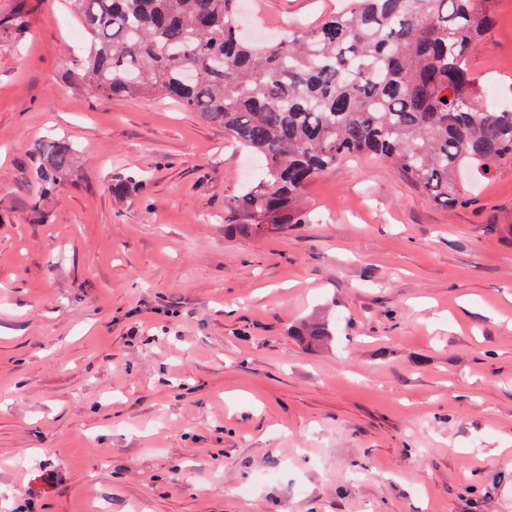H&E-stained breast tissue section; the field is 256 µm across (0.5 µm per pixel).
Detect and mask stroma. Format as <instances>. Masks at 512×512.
Masks as SVG:
<instances>
[{
	"label": "stroma",
	"mask_w": 512,
	"mask_h": 512,
	"mask_svg": "<svg viewBox=\"0 0 512 512\" xmlns=\"http://www.w3.org/2000/svg\"><path fill=\"white\" fill-rule=\"evenodd\" d=\"M247 4L275 40L344 0ZM496 8L471 66L512 105ZM85 47L67 0H0V512H512V167L462 208L355 159L235 237L261 160L77 81Z\"/></svg>",
	"instance_id": "stroma-1"
}]
</instances>
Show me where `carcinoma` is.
<instances>
[{"instance_id":"carcinoma-1","label":"carcinoma","mask_w":512,"mask_h":512,"mask_svg":"<svg viewBox=\"0 0 512 512\" xmlns=\"http://www.w3.org/2000/svg\"><path fill=\"white\" fill-rule=\"evenodd\" d=\"M240 0H71L87 38L80 81L105 97L170 98L224 127L263 162L224 202V226L256 236L305 224L312 180L352 156L391 160L445 206L469 203L464 172L512 166V107L479 103L472 48L496 0H349L274 42L239 29ZM62 167L69 150L50 141ZM298 335L320 343L325 322Z\"/></svg>"}]
</instances>
